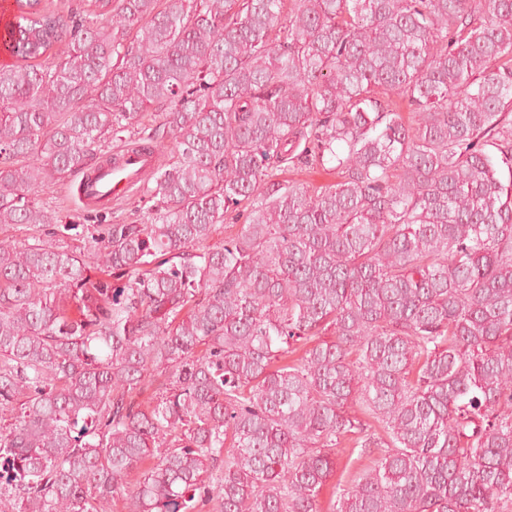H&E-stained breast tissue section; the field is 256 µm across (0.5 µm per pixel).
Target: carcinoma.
<instances>
[{
	"label": "carcinoma",
	"mask_w": 512,
	"mask_h": 512,
	"mask_svg": "<svg viewBox=\"0 0 512 512\" xmlns=\"http://www.w3.org/2000/svg\"><path fill=\"white\" fill-rule=\"evenodd\" d=\"M165 2L15 0L0 501L320 512L347 442L330 512H512V0ZM127 156L141 224L32 197ZM360 449L356 448L353 454L352 448L336 449L335 471L324 486L319 500L321 512H330L332 492L335 486L337 487L339 483L341 487L348 485L357 472L372 465L373 461L378 458V453H374L370 456L363 455L361 459H358Z\"/></svg>",
	"instance_id": "cac0c4a2"
}]
</instances>
